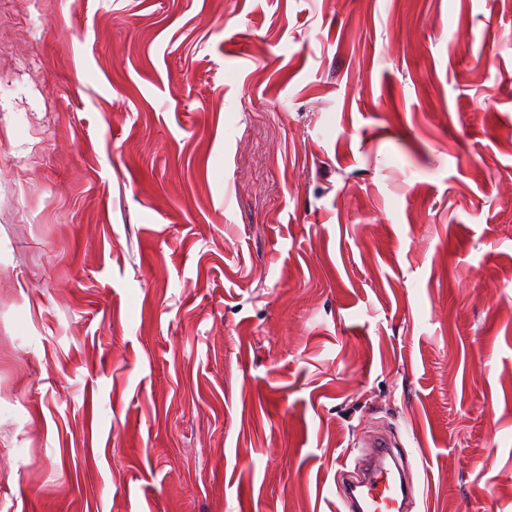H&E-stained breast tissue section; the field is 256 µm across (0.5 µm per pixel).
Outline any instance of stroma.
<instances>
[{
    "label": "stroma",
    "mask_w": 512,
    "mask_h": 512,
    "mask_svg": "<svg viewBox=\"0 0 512 512\" xmlns=\"http://www.w3.org/2000/svg\"><path fill=\"white\" fill-rule=\"evenodd\" d=\"M512 512V0H0V512ZM361 447L373 448L368 464L375 467L370 484L361 494L351 485L338 494L343 510L340 512H376L384 502L388 509L403 511L412 496V488L406 482L404 471L395 454L392 441L384 436L366 441Z\"/></svg>",
    "instance_id": "1"
}]
</instances>
